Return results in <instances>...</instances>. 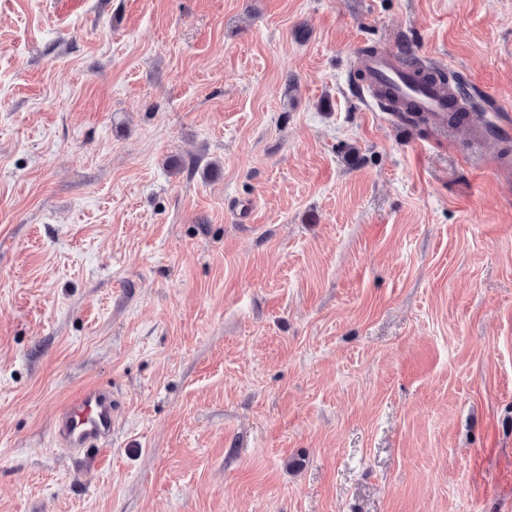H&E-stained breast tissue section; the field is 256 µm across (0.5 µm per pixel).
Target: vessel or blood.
<instances>
[{"label": "vessel or blood", "mask_w": 512, "mask_h": 512, "mask_svg": "<svg viewBox=\"0 0 512 512\" xmlns=\"http://www.w3.org/2000/svg\"><path fill=\"white\" fill-rule=\"evenodd\" d=\"M356 65L371 70L365 87L376 90L389 88L394 96L410 102L422 112L441 120L452 99L451 91L435 84L419 82L400 69L395 56L382 53L372 58H357ZM117 416L111 392L103 387L89 386L64 404L53 419L52 433L56 442L78 452L103 449L112 435V423Z\"/></svg>", "instance_id": "1"}]
</instances>
